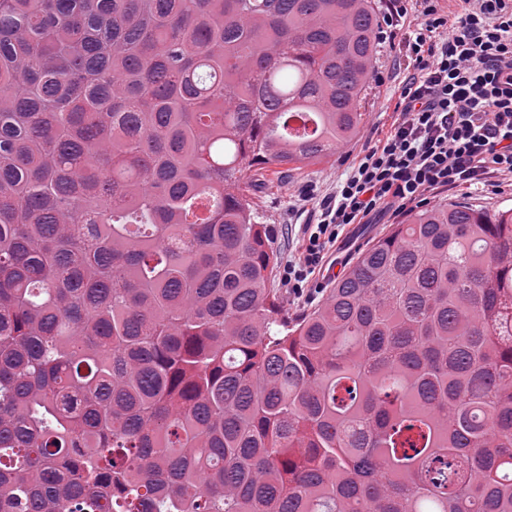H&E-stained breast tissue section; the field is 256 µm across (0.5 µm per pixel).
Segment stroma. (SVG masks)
<instances>
[{"instance_id": "1", "label": "stroma", "mask_w": 512, "mask_h": 512, "mask_svg": "<svg viewBox=\"0 0 512 512\" xmlns=\"http://www.w3.org/2000/svg\"><path fill=\"white\" fill-rule=\"evenodd\" d=\"M406 65L405 58L392 50L388 42H380L360 137L338 149L329 163L284 173L277 182L257 190L255 201L264 223L271 226L280 263L299 256L302 227L312 219L319 198L334 193L337 180L345 178L362 147L382 139L389 130L400 102V87L408 75ZM305 187L313 189L314 199L303 204L297 196ZM446 200L464 202L486 212L512 208V178L496 176L477 190H444L427 196L431 205ZM392 222L391 216L383 215L373 224L346 226L321 271L312 276L303 296L287 297L289 309L307 308L319 302L348 270L358 253Z\"/></svg>"}]
</instances>
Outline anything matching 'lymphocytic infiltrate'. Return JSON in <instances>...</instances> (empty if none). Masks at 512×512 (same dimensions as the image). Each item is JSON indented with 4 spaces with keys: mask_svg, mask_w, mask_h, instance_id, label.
<instances>
[{
    "mask_svg": "<svg viewBox=\"0 0 512 512\" xmlns=\"http://www.w3.org/2000/svg\"><path fill=\"white\" fill-rule=\"evenodd\" d=\"M412 11L419 20L403 31ZM384 23L381 37L413 67L401 110L321 200L298 260L284 268L290 294H301L345 226L399 214L436 190L512 176V0H461L453 15L438 0H391Z\"/></svg>",
    "mask_w": 512,
    "mask_h": 512,
    "instance_id": "f902f5d3",
    "label": "lymphocytic infiltrate"
}]
</instances>
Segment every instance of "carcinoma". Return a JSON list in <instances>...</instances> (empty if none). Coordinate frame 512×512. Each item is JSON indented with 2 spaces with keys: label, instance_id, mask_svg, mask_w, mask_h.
<instances>
[{
  "label": "carcinoma",
  "instance_id": "1",
  "mask_svg": "<svg viewBox=\"0 0 512 512\" xmlns=\"http://www.w3.org/2000/svg\"><path fill=\"white\" fill-rule=\"evenodd\" d=\"M378 0H0V512H512V209L291 312L253 191L361 133Z\"/></svg>",
  "mask_w": 512,
  "mask_h": 512
}]
</instances>
